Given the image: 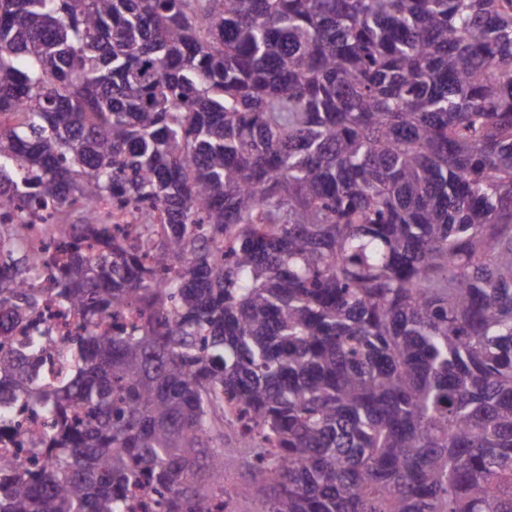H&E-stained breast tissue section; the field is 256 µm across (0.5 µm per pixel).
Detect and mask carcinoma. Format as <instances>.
Returning <instances> with one entry per match:
<instances>
[{"label": "carcinoma", "instance_id": "1", "mask_svg": "<svg viewBox=\"0 0 512 512\" xmlns=\"http://www.w3.org/2000/svg\"><path fill=\"white\" fill-rule=\"evenodd\" d=\"M0 212V512H512V0H0ZM43 316L53 327L60 345V350L47 357L45 362V371L52 376L64 370L65 365L59 355L67 352L71 337L82 332L83 320L81 315L74 310H60L52 300H47L44 303ZM15 423H20L26 433L23 441L14 429ZM15 423L0 427V468L8 466L14 473L26 472L34 467V456L39 452L28 443L44 436L48 427L42 417L29 412L20 413Z\"/></svg>", "mask_w": 512, "mask_h": 512}]
</instances>
